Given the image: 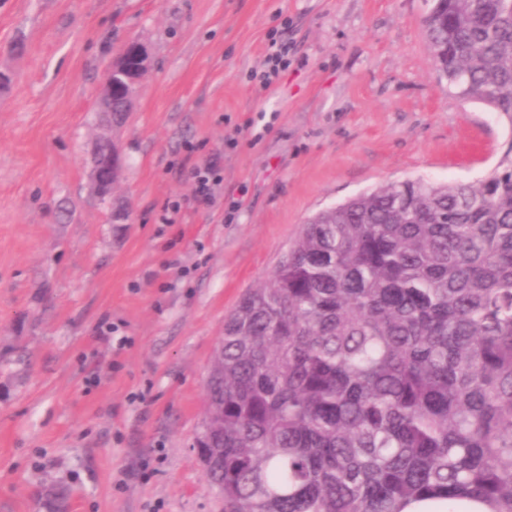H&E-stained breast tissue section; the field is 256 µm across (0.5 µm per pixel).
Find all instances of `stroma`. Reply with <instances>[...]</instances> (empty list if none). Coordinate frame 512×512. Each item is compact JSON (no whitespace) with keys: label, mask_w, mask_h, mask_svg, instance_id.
<instances>
[{"label":"stroma","mask_w":512,"mask_h":512,"mask_svg":"<svg viewBox=\"0 0 512 512\" xmlns=\"http://www.w3.org/2000/svg\"><path fill=\"white\" fill-rule=\"evenodd\" d=\"M430 0H0V512H224L192 443L224 319L318 210L475 183L512 123L448 91ZM132 39L126 122L98 114ZM290 65L261 90L272 40ZM275 114L254 141L250 120ZM124 166L93 189L95 142ZM221 154L215 204L194 160ZM180 200L183 221L160 223ZM129 47H131L130 54H135L136 57L140 60V66H139L138 70L134 74H132V76L130 77L129 81H130V85H131V90L125 98L124 108H123L122 112H127L131 98L134 95L136 86L141 78L142 71L145 68L146 64L149 63V54H148L147 47L142 42L138 41L137 39H134V40H131V42L129 41V43L124 47L120 56L115 61L114 67H117L119 69L125 68V64H124V61L126 59L125 51Z\"/></svg>","instance_id":"1"}]
</instances>
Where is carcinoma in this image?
Masks as SVG:
<instances>
[{
	"instance_id": "cac0c4a2",
	"label": "carcinoma",
	"mask_w": 512,
	"mask_h": 512,
	"mask_svg": "<svg viewBox=\"0 0 512 512\" xmlns=\"http://www.w3.org/2000/svg\"><path fill=\"white\" fill-rule=\"evenodd\" d=\"M512 0L424 23L448 88L512 123ZM207 397L224 512H512V147L480 182L315 213L224 320ZM490 512L489 509L481 504L471 502L468 503L466 510H461L454 505H448V502H442L438 500H424L420 502H414L408 505L403 512Z\"/></svg>"
}]
</instances>
